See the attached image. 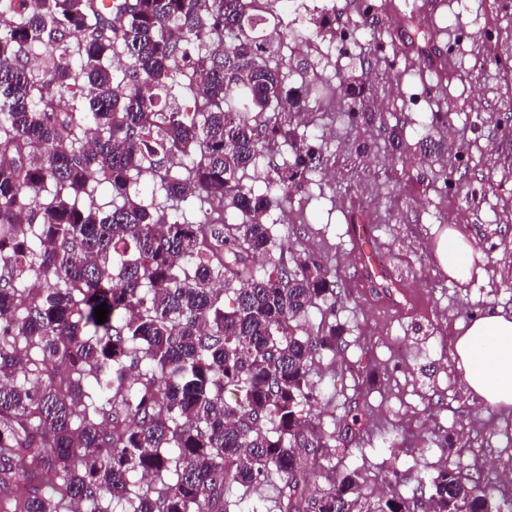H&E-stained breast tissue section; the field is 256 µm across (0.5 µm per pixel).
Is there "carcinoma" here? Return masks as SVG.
I'll list each match as a JSON object with an SVG mask.
<instances>
[{
	"label": "carcinoma",
	"instance_id": "cac0c4a2",
	"mask_svg": "<svg viewBox=\"0 0 512 512\" xmlns=\"http://www.w3.org/2000/svg\"><path fill=\"white\" fill-rule=\"evenodd\" d=\"M278 23L254 0H0V512H227L275 479L276 512H512L457 468L367 508L355 470L309 483L360 423L308 410L343 336L306 321L341 292L313 254L240 282L272 243L246 172L291 148L286 193L323 164L284 116Z\"/></svg>",
	"mask_w": 512,
	"mask_h": 512
}]
</instances>
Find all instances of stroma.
I'll list each match as a JSON object with an SVG mask.
<instances>
[{"label":"stroma","mask_w":512,"mask_h":512,"mask_svg":"<svg viewBox=\"0 0 512 512\" xmlns=\"http://www.w3.org/2000/svg\"><path fill=\"white\" fill-rule=\"evenodd\" d=\"M287 11L284 0L266 9L284 31L290 86H305L308 121L298 129L319 148L331 181L276 193L268 212L274 243L320 254L344 290L336 323L343 350L316 363L321 392L313 413L324 428L357 402L361 425L348 446L336 449L337 468L358 471L360 492L373 498L393 478L405 493L419 490L438 469L461 467L481 484L512 490V406L487 405L467 386L454 358L457 338L489 308L512 312V0H473L459 12L455 0L428 23L435 50L452 51L440 70L419 65L414 29L395 15L420 14L424 0H375L363 19L355 0H321ZM494 30L492 46L478 36ZM362 31L351 53L324 54L340 28ZM460 37L449 41L446 32ZM351 69L373 124L353 119L337 73ZM439 141L422 155V137ZM371 146L360 153L359 143ZM369 224L383 268L401 290L364 281L354 256L350 224ZM456 227L481 253L482 278L458 284L445 273L436 246ZM455 448L446 450L442 437Z\"/></svg>","instance_id":"stroma-1"}]
</instances>
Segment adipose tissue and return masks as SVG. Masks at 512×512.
Here are the masks:
<instances>
[{
    "mask_svg": "<svg viewBox=\"0 0 512 512\" xmlns=\"http://www.w3.org/2000/svg\"><path fill=\"white\" fill-rule=\"evenodd\" d=\"M473 244L449 229L436 253L449 277L464 283L472 277ZM457 365L468 387L491 406L512 405V315L488 309L476 316L455 342Z\"/></svg>",
    "mask_w": 512,
    "mask_h": 512,
    "instance_id": "obj_1",
    "label": "adipose tissue"
}]
</instances>
